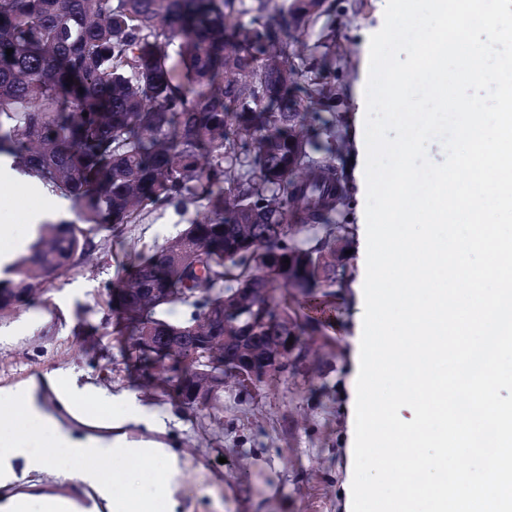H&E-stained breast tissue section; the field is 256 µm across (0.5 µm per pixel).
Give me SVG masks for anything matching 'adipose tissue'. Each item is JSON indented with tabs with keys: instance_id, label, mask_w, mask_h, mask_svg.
<instances>
[{
	"instance_id": "adipose-tissue-1",
	"label": "adipose tissue",
	"mask_w": 512,
	"mask_h": 512,
	"mask_svg": "<svg viewBox=\"0 0 512 512\" xmlns=\"http://www.w3.org/2000/svg\"><path fill=\"white\" fill-rule=\"evenodd\" d=\"M49 390L63 408L45 409L42 390ZM22 418L16 432L0 424V487L29 484L34 476L52 472L63 483L92 492L103 512H176L178 456L159 441L163 420L145 412L135 393L112 392L81 380L70 370H55L42 379L0 388V405ZM104 415H97L98 407ZM144 429L146 438L132 440L128 431ZM130 461L150 465V487L127 482L123 466Z\"/></svg>"
}]
</instances>
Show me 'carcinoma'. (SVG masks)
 I'll use <instances>...</instances> for the list:
<instances>
[{"label":"carcinoma","instance_id":"carcinoma-1","mask_svg":"<svg viewBox=\"0 0 512 512\" xmlns=\"http://www.w3.org/2000/svg\"><path fill=\"white\" fill-rule=\"evenodd\" d=\"M327 2L0 0V154L78 214L48 225L7 268L0 316L68 270L99 228L204 201L201 217L127 255L124 277L106 284L126 362L177 385L231 377L232 347L215 358L189 345L172 360L141 338L156 324L190 333L248 281L265 290L245 307L267 321L260 335H300L276 288L309 294L348 277L333 74L316 59L301 73L292 60ZM137 284L168 300L122 303Z\"/></svg>","mask_w":512,"mask_h":512}]
</instances>
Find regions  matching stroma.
<instances>
[{"mask_svg": "<svg viewBox=\"0 0 512 512\" xmlns=\"http://www.w3.org/2000/svg\"><path fill=\"white\" fill-rule=\"evenodd\" d=\"M332 2L325 21L310 25L307 42L322 56V29L333 23L336 55L329 63L340 88L335 111L349 122L368 78L369 38L384 15L381 0ZM37 210L50 222L76 218L68 199L33 189L20 172L0 182V225L22 235L24 213ZM200 211L197 205L162 207L119 231L93 232L87 253L32 304L0 317V387L71 369L111 391L136 393L165 418V440L188 468L179 512H349V379L360 319L353 290L309 310L301 337L309 353L297 377L267 381L247 395L227 382L219 410L190 411L163 379L144 382L126 366L104 285L115 280L124 253L163 245Z\"/></svg>", "mask_w": 512, "mask_h": 512, "instance_id": "1", "label": "stroma"}]
</instances>
